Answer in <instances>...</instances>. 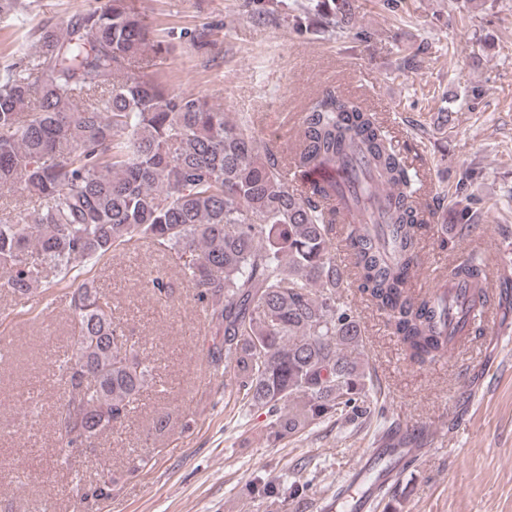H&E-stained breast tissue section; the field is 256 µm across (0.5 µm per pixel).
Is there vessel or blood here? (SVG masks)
Returning a JSON list of instances; mask_svg holds the SVG:
<instances>
[{
  "instance_id": "b4317fda",
  "label": "vessel or blood",
  "mask_w": 512,
  "mask_h": 512,
  "mask_svg": "<svg viewBox=\"0 0 512 512\" xmlns=\"http://www.w3.org/2000/svg\"><path fill=\"white\" fill-rule=\"evenodd\" d=\"M288 178L303 190L329 181L330 174L322 169L299 170L289 168ZM483 288V304L472 305L475 288ZM448 295V345L464 346L471 338L472 323L485 327L495 324V313L502 298L491 276H484L481 283L458 280L450 283ZM418 430L404 426L395 427L389 440L390 447L376 448L365 454L358 471L336 492V505L342 512H374L380 489L395 483L406 462L418 461L422 450L417 443Z\"/></svg>"
}]
</instances>
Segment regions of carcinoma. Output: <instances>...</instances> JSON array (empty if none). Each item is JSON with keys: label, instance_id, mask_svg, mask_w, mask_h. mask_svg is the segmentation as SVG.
Returning <instances> with one entry per match:
<instances>
[{"label": "carcinoma", "instance_id": "1", "mask_svg": "<svg viewBox=\"0 0 512 512\" xmlns=\"http://www.w3.org/2000/svg\"><path fill=\"white\" fill-rule=\"evenodd\" d=\"M252 3L266 16L286 7L297 28L323 33L349 25L355 11L354 0ZM163 49L136 0H102L65 26H41L34 55L0 70V192L40 202L34 217L0 222V289L26 305L48 279H77L78 262L145 241L195 289L215 336L213 375L232 370L242 406L267 412L272 444L333 417L372 416L362 328L341 302L335 219L319 202L336 182L295 193L244 122L127 72ZM353 156L359 198L390 190L380 229L349 226L357 288L385 313L410 362H435L448 352L444 308L409 288L423 221L413 180L376 114L327 86L304 107L293 163L334 171ZM483 276L472 258L448 266L450 281ZM64 306L71 328L56 360L64 391L54 422L69 450L129 418L153 364L115 320L112 295L83 282Z\"/></svg>", "mask_w": 512, "mask_h": 512}]
</instances>
